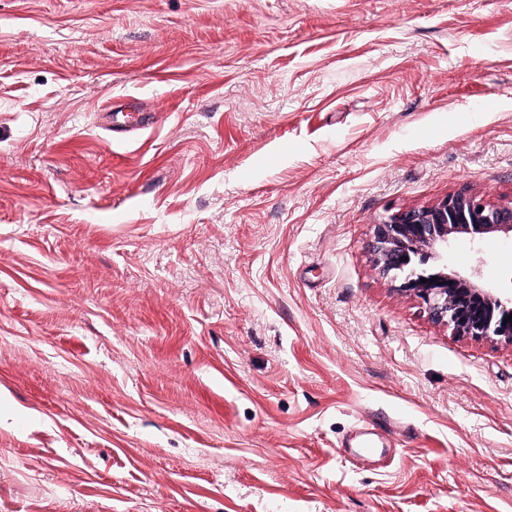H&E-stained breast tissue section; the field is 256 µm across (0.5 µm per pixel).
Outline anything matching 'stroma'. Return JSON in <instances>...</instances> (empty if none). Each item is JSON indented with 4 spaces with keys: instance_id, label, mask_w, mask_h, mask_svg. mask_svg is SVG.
Wrapping results in <instances>:
<instances>
[{
    "instance_id": "stroma-1",
    "label": "stroma",
    "mask_w": 512,
    "mask_h": 512,
    "mask_svg": "<svg viewBox=\"0 0 512 512\" xmlns=\"http://www.w3.org/2000/svg\"><path fill=\"white\" fill-rule=\"evenodd\" d=\"M463 188L512 0H0V512H512V345L367 252ZM132 116L130 113L124 112H104L102 119L104 120L103 129L108 131L111 135L126 134L132 130L143 128L142 121L137 119L136 123H132Z\"/></svg>"
}]
</instances>
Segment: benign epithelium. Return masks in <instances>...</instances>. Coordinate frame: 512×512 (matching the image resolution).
<instances>
[{"instance_id": "7a95c632", "label": "benign epithelium", "mask_w": 512, "mask_h": 512, "mask_svg": "<svg viewBox=\"0 0 512 512\" xmlns=\"http://www.w3.org/2000/svg\"><path fill=\"white\" fill-rule=\"evenodd\" d=\"M512 236V205L462 190L422 207L399 209L375 225L368 253L379 275L415 299L434 323L457 336L512 345V293L448 268V244L461 236ZM426 282H421V279Z\"/></svg>"}]
</instances>
